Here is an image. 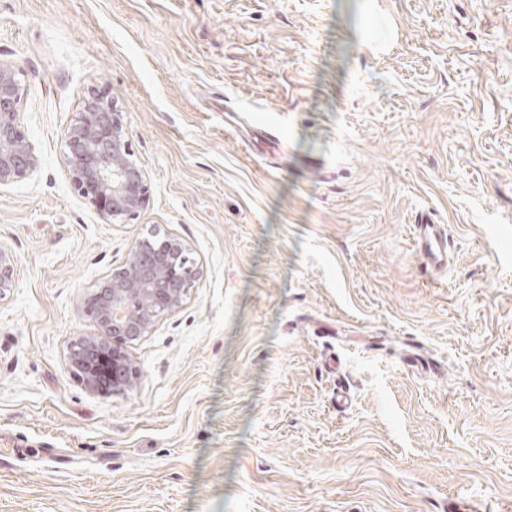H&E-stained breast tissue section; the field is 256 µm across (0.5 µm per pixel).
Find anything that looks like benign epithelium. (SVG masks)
I'll list each match as a JSON object with an SVG mask.
<instances>
[{
  "mask_svg": "<svg viewBox=\"0 0 512 512\" xmlns=\"http://www.w3.org/2000/svg\"><path fill=\"white\" fill-rule=\"evenodd\" d=\"M22 98L19 71L0 61V186L18 182L39 165L33 145L18 130ZM64 147L75 190L98 207L107 223H122L145 205V170L132 158L121 113L102 95L92 97L65 133ZM186 248L169 237L155 249L137 242L127 266L100 281L86 299L99 334L74 343L71 359L87 386L98 388V365L111 364L112 392L136 379L125 347L146 335L153 324L180 307L191 288L184 267ZM14 256L0 249V297L13 287Z\"/></svg>",
  "mask_w": 512,
  "mask_h": 512,
  "instance_id": "7a95c632",
  "label": "benign epithelium"
}]
</instances>
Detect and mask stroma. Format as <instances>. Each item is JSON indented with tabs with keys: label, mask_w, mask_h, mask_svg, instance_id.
Here are the masks:
<instances>
[{
	"label": "stroma",
	"mask_w": 512,
	"mask_h": 512,
	"mask_svg": "<svg viewBox=\"0 0 512 512\" xmlns=\"http://www.w3.org/2000/svg\"><path fill=\"white\" fill-rule=\"evenodd\" d=\"M0 60L39 156L0 187V512H512V0H0ZM93 93L124 224L64 156ZM151 233L198 280L89 390L84 300ZM75 190L98 207L106 223H123L145 205V170L132 158L121 113L102 95L92 97L65 133ZM412 222V242L421 259L422 269L427 274L447 269L453 256L445 225L436 224L426 211L417 213Z\"/></svg>",
	"instance_id": "stroma-1"
}]
</instances>
